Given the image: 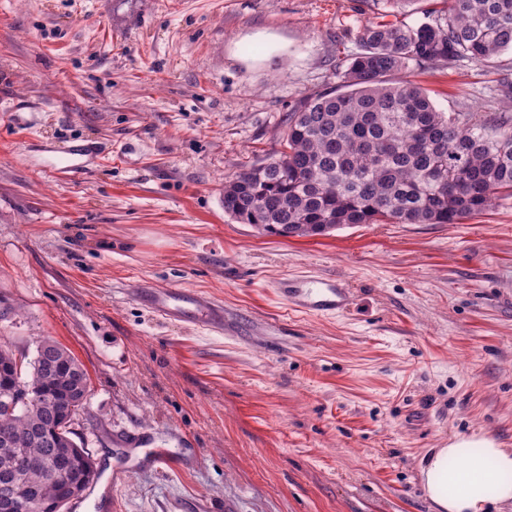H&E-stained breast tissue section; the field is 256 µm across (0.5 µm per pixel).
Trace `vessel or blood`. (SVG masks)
<instances>
[{
  "label": "vessel or blood",
  "instance_id": "obj_1",
  "mask_svg": "<svg viewBox=\"0 0 512 512\" xmlns=\"http://www.w3.org/2000/svg\"><path fill=\"white\" fill-rule=\"evenodd\" d=\"M279 292L290 306L309 313H329L342 310L346 292L335 281L304 282L288 278L281 282ZM142 297L159 315L175 319H191L210 328H223L224 315L206 296L175 288H145Z\"/></svg>",
  "mask_w": 512,
  "mask_h": 512
}]
</instances>
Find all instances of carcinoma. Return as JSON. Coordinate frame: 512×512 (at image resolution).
I'll return each mask as SVG.
<instances>
[{
    "instance_id": "1",
    "label": "carcinoma",
    "mask_w": 512,
    "mask_h": 512,
    "mask_svg": "<svg viewBox=\"0 0 512 512\" xmlns=\"http://www.w3.org/2000/svg\"><path fill=\"white\" fill-rule=\"evenodd\" d=\"M416 26L371 22L361 51L336 65V85L302 98L289 113L278 156L225 178L224 214L282 237L324 235L355 224H460L512 197V110L439 112L427 92L390 76L409 64L489 61L512 49V0H444ZM59 365L42 369L0 348V389L32 377L38 405L0 408V478L12 472L1 447L43 463L74 444L55 432L73 422L90 392L86 369L51 341ZM77 482L97 476L74 456ZM25 481L47 505L61 495L41 469Z\"/></svg>"
}]
</instances>
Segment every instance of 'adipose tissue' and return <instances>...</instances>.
Here are the masks:
<instances>
[{
  "label": "adipose tissue",
  "instance_id": "ef3b65f1",
  "mask_svg": "<svg viewBox=\"0 0 512 512\" xmlns=\"http://www.w3.org/2000/svg\"><path fill=\"white\" fill-rule=\"evenodd\" d=\"M421 487L434 512H512V448L486 434L454 437L424 457Z\"/></svg>",
  "mask_w": 512,
  "mask_h": 512
}]
</instances>
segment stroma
Masks as SVG:
<instances>
[{
    "mask_svg": "<svg viewBox=\"0 0 512 512\" xmlns=\"http://www.w3.org/2000/svg\"><path fill=\"white\" fill-rule=\"evenodd\" d=\"M381 0H0V345L90 377L75 440L111 498L66 512H430L427 452L512 448V199L460 224L260 234L224 178L274 156ZM442 112L512 104L495 63L410 65ZM21 100L42 112H15ZM78 146L88 170L48 164ZM332 279L310 315L282 279ZM152 285L225 329L157 316ZM166 450L158 470L146 454ZM279 293L295 309L309 313L340 311L346 305V290L335 281L304 282L288 278L280 283ZM141 296L161 316L191 319L210 328L224 330V315L206 296L175 288H142Z\"/></svg>",
    "mask_w": 512,
    "mask_h": 512,
    "instance_id": "obj_1",
    "label": "stroma"
}]
</instances>
